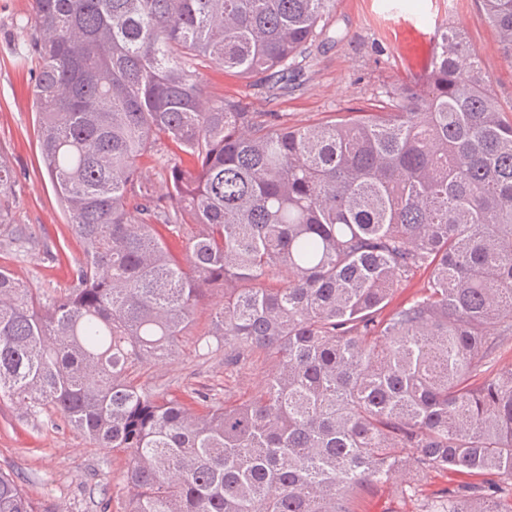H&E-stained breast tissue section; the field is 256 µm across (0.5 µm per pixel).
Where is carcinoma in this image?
Segmentation results:
<instances>
[{"mask_svg": "<svg viewBox=\"0 0 512 512\" xmlns=\"http://www.w3.org/2000/svg\"><path fill=\"white\" fill-rule=\"evenodd\" d=\"M336 0H34L44 167L84 245L41 296L0 269V401L128 455L123 512H354L350 491L487 472L423 512H512V117L454 27L382 112L288 126L201 71L283 79ZM512 65V0H483ZM161 178L155 192L146 175ZM14 181L0 159V232ZM185 238L173 255L166 236ZM421 271L424 293L388 312ZM224 291L207 356L257 395L141 380ZM0 512H40L0 470ZM267 368V367H266ZM245 369L235 375L236 388L246 394L254 395L259 392L265 382L264 370L266 369Z\"/></svg>", "mask_w": 512, "mask_h": 512, "instance_id": "1", "label": "carcinoma"}]
</instances>
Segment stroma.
Segmentation results:
<instances>
[{
  "label": "stroma",
  "mask_w": 512,
  "mask_h": 512,
  "mask_svg": "<svg viewBox=\"0 0 512 512\" xmlns=\"http://www.w3.org/2000/svg\"><path fill=\"white\" fill-rule=\"evenodd\" d=\"M481 0H336L329 30L310 56L298 59L299 77L277 89L213 67L202 79L215 95L249 112H272L291 126L322 124L346 112H373L387 92L426 68L431 41L443 26L461 28L478 52L483 70L503 107L512 106V66L504 63L492 28L479 22ZM33 0H0V157L15 178L14 226L26 229L37 247L24 251L0 236V268L50 294L65 287L69 260L83 246L41 162L39 127L32 110L35 63L20 64L14 49L27 38ZM201 306L178 353L148 365L145 375L178 395L189 386L224 391L221 353L201 356L192 342L209 330ZM125 453L96 447L57 415L27 416L0 403V469L18 476L30 498L49 512H121L117 477ZM465 477L452 472L416 477L410 470L386 484L359 486L351 493L355 512H422L442 490H457ZM417 486L415 496L404 485Z\"/></svg>",
  "instance_id": "35a3bbf8"
}]
</instances>
